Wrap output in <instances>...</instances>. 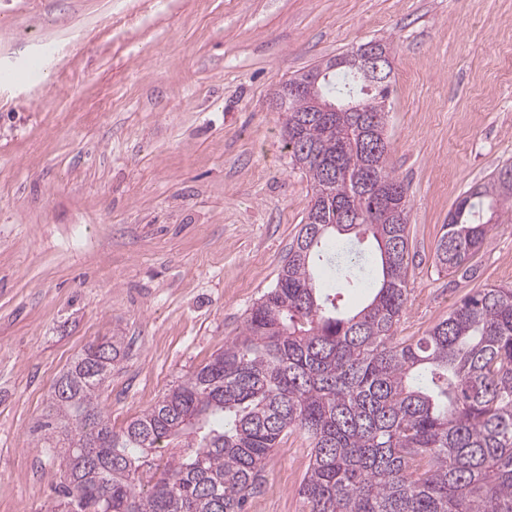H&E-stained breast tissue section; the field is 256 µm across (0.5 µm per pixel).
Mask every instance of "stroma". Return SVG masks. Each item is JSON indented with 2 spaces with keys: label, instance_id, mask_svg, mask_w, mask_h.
<instances>
[{
  "label": "stroma",
  "instance_id": "stroma-1",
  "mask_svg": "<svg viewBox=\"0 0 512 512\" xmlns=\"http://www.w3.org/2000/svg\"><path fill=\"white\" fill-rule=\"evenodd\" d=\"M378 40L388 164L408 188L420 336L467 291L512 286V210L463 279L435 263L458 195L512 161V0H0V512L60 483L37 422L91 342L124 339L114 429L221 351L273 287L313 195L280 84ZM293 432L246 512H302Z\"/></svg>",
  "mask_w": 512,
  "mask_h": 512
}]
</instances>
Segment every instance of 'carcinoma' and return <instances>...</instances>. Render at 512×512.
Masks as SVG:
<instances>
[{
    "mask_svg": "<svg viewBox=\"0 0 512 512\" xmlns=\"http://www.w3.org/2000/svg\"><path fill=\"white\" fill-rule=\"evenodd\" d=\"M318 88L374 113L324 119L312 100L283 94L285 147L313 196L275 286L224 350L119 432L98 398L124 342L86 348L35 426L58 437L63 474L45 512H243L294 430L311 447L303 512H512V288L470 291L424 335L397 338L408 208L394 217L379 205L382 188L404 184L388 150L372 154L368 124L384 128L390 84L366 92L341 68ZM511 206L509 162L456 199L437 265L465 268ZM171 444L164 464L148 459Z\"/></svg>",
    "mask_w": 512,
    "mask_h": 512,
    "instance_id": "obj_1",
    "label": "carcinoma"
}]
</instances>
